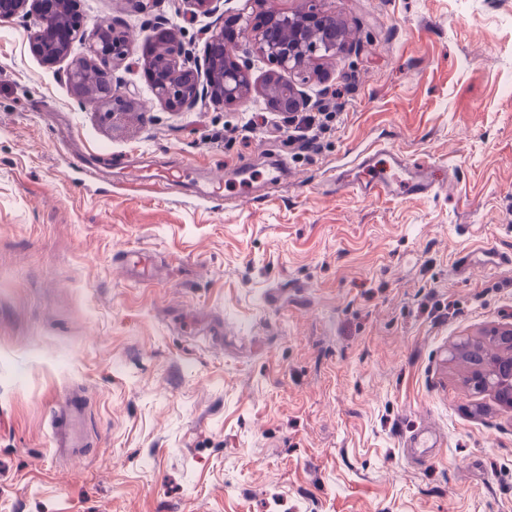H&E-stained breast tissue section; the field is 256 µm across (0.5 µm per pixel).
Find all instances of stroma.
I'll use <instances>...</instances> for the list:
<instances>
[{
  "label": "stroma",
  "mask_w": 512,
  "mask_h": 512,
  "mask_svg": "<svg viewBox=\"0 0 512 512\" xmlns=\"http://www.w3.org/2000/svg\"><path fill=\"white\" fill-rule=\"evenodd\" d=\"M317 7L348 41L311 64L304 134L241 106L162 111L135 66L119 74L148 110L108 128L31 53V20L0 21V512H512V410L456 352L512 326V0ZM79 9L122 24L132 57L158 18L204 54L188 0ZM373 147L448 179L363 197L345 181ZM80 153L110 176L82 180ZM130 154L194 180L132 191ZM281 163L278 188L198 194ZM129 248L155 280L123 273ZM73 394L87 445L60 458ZM82 412L83 405L77 397H71L57 409L51 437L54 452L65 454L69 448H83L79 433Z\"/></svg>",
  "instance_id": "obj_1"
}]
</instances>
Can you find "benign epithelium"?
I'll use <instances>...</instances> for the list:
<instances>
[{"mask_svg":"<svg viewBox=\"0 0 512 512\" xmlns=\"http://www.w3.org/2000/svg\"><path fill=\"white\" fill-rule=\"evenodd\" d=\"M314 2L301 0L290 14H265L261 23L246 10L238 13V41L251 45L272 66L259 82L253 79L250 58L239 57L237 41L224 40V27L213 24L206 29V53L198 63L173 28L155 25L142 58L150 94L170 111H191L208 100L225 106L248 101L287 122L316 107L302 89L310 80L306 63L318 52L327 55L344 48L346 31L337 22L333 35L319 40V30L329 16L319 12ZM72 4L73 0H0V20L33 18L31 52L47 66L68 62L63 78L73 98L81 106H93L101 121L115 128L127 123L133 112L146 109L145 101L128 92L115 76L128 59L126 36L105 21L92 23L89 30L74 23ZM77 43L84 46L78 54L74 53ZM201 69L207 76L204 84L199 80ZM91 70L99 73L93 86L81 78V73ZM285 73L297 75V80L284 79ZM472 347L479 359L469 367L468 384L478 392L491 393L500 406L511 410L512 327L493 330L490 345L474 343Z\"/></svg>","mask_w":512,"mask_h":512,"instance_id":"obj_1","label":"benign epithelium"}]
</instances>
